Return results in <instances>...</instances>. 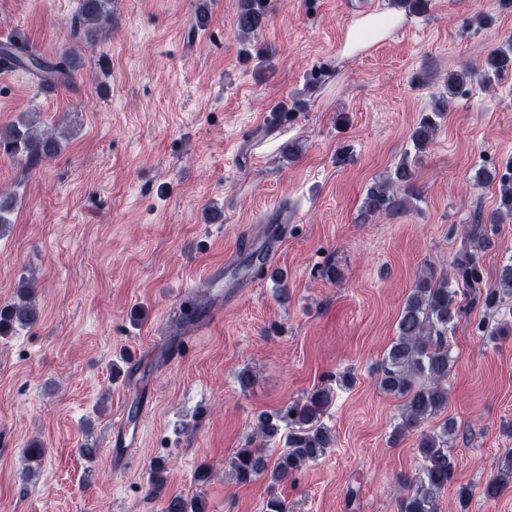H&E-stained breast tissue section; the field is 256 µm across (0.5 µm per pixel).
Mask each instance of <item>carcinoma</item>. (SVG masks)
<instances>
[{"label":"carcinoma","instance_id":"1","mask_svg":"<svg viewBox=\"0 0 512 512\" xmlns=\"http://www.w3.org/2000/svg\"><path fill=\"white\" fill-rule=\"evenodd\" d=\"M109 0H80L77 23L92 36L103 29L110 18ZM391 7L409 15L426 11L427 0H391ZM271 10L270 0H239L235 21L236 38L247 43L267 24ZM0 60L25 70L46 85L72 80L79 67L73 52L67 51L58 62L48 60L33 49L14 41L0 43ZM512 71V36L507 37L486 56L478 58L470 67L448 73L447 92L440 94L427 114L423 115L410 134L412 149L419 155L426 151L447 114L452 98L468 83L478 80L490 88L495 81ZM60 141L54 133H36L31 123L23 118L0 129V154L35 166L57 156ZM508 172L496 177L480 168L475 178L484 183L499 179V201L487 215L477 218L475 228L467 233L470 248L463 249L453 261V275L428 270L418 276L405 299L397 321V335L380 366L379 388L390 395L404 399L400 421L393 436L399 438L418 429L429 419L448 407V375L452 358L447 343L448 325L457 316L454 305L457 288L471 290V301L493 321L479 323L486 336L496 340L512 335V259L503 264L498 281L487 286L478 258V250L489 242L488 234L497 233L504 219L512 220V161L506 164ZM414 163L405 154L386 177L371 183L363 200L361 219L385 215L399 218L417 208L421 200L415 191ZM37 309L26 282L17 288L14 302L0 305V336H9L19 328L33 325ZM333 388L321 385L306 397L284 406L275 414L260 413L253 424V436L237 449L231 459V469L239 484H250L268 476L284 481L302 466L319 461L331 447L333 434L322 417L331 406ZM288 429L285 448L274 464H269V445ZM454 419L429 430L421 431L417 444L420 458L419 476L415 483L403 489L399 496V512H436V501L455 476V459L450 452L456 439ZM512 488V448L503 453L496 472L483 484L480 495L497 499ZM164 512H206L200 496L185 498L174 495L165 501Z\"/></svg>","mask_w":512,"mask_h":512}]
</instances>
